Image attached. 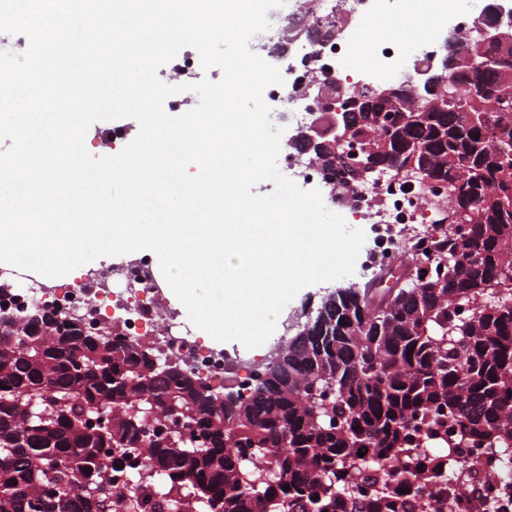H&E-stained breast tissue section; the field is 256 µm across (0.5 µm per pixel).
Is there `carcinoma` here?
I'll list each match as a JSON object with an SVG mask.
<instances>
[{"label": "carcinoma", "instance_id": "1", "mask_svg": "<svg viewBox=\"0 0 512 512\" xmlns=\"http://www.w3.org/2000/svg\"><path fill=\"white\" fill-rule=\"evenodd\" d=\"M486 54L453 89L473 121L458 125L445 90L408 131L463 223L435 226L434 259H409L390 309L389 290L343 288L311 346L287 342L267 362L263 391L199 393L114 328L0 329V512H118L108 491L123 461L131 512H157V495L185 512H462L448 475L498 471L463 445L512 453V48ZM355 134L371 155L387 127ZM368 176L349 170L335 190ZM442 259L460 275L440 279ZM180 420L193 438L171 429ZM484 489L492 512L512 503V485Z\"/></svg>", "mask_w": 512, "mask_h": 512}]
</instances>
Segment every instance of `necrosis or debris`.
<instances>
[{"label":"necrosis or debris","instance_id":"obj_1","mask_svg":"<svg viewBox=\"0 0 512 512\" xmlns=\"http://www.w3.org/2000/svg\"><path fill=\"white\" fill-rule=\"evenodd\" d=\"M398 2L305 0L299 9L282 5L270 10L269 29L254 35L249 47L283 68V84L268 86L263 92L264 101L274 105L272 123L304 126L311 120L322 121L327 101L321 96L320 85L336 83L352 89L361 85L349 72L354 50H361L365 58L362 71L373 84L386 83L393 73L407 71V57H427L444 39L470 34L471 16L484 12L490 0H468L466 9L457 11L445 9L443 0H422L424 11L437 15L438 20L425 28L423 38L410 48L394 35L372 34L373 26L393 12ZM350 20L355 26L348 32L344 25ZM282 165L297 185L318 187L324 203L378 225L374 246L357 269L359 277H366L381 263L395 261L409 245L417 258H427L432 234L428 227L419 225L418 219L422 212L433 214L444 206L448 200L445 187L429 188L415 178L397 179L379 173L341 197L331 192L318 163L287 155ZM120 279L134 285L139 299L132 301L125 292L106 288L105 276L93 271L87 273L83 287L56 285L53 300L58 306L84 315L94 327L100 326L103 316H111L122 339L133 344H154L164 355L204 373L215 386H223L228 380L239 385L250 382L255 361L206 345L180 321L178 314L161 307L147 257L123 264ZM1 280L12 286L5 305L19 310L43 298L44 284L37 275L23 277L12 268L0 267Z\"/></svg>","mask_w":512,"mask_h":512}]
</instances>
